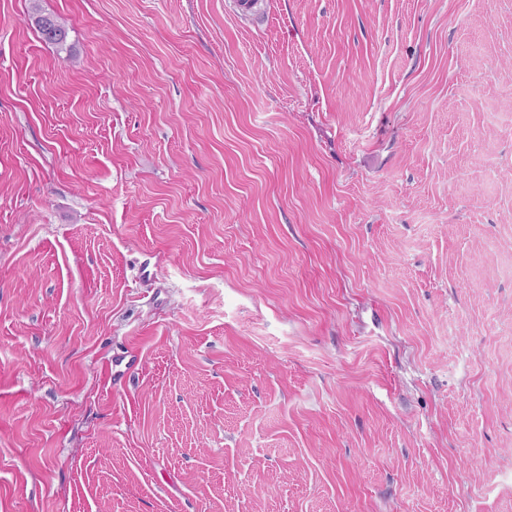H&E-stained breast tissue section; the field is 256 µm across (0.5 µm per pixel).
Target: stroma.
Here are the masks:
<instances>
[{"label":"stroma","mask_w":512,"mask_h":512,"mask_svg":"<svg viewBox=\"0 0 512 512\" xmlns=\"http://www.w3.org/2000/svg\"><path fill=\"white\" fill-rule=\"evenodd\" d=\"M256 2L0 0V512H512V0ZM34 23L42 38L54 45H64L68 31L61 19L54 14L36 12Z\"/></svg>","instance_id":"stroma-1"}]
</instances>
